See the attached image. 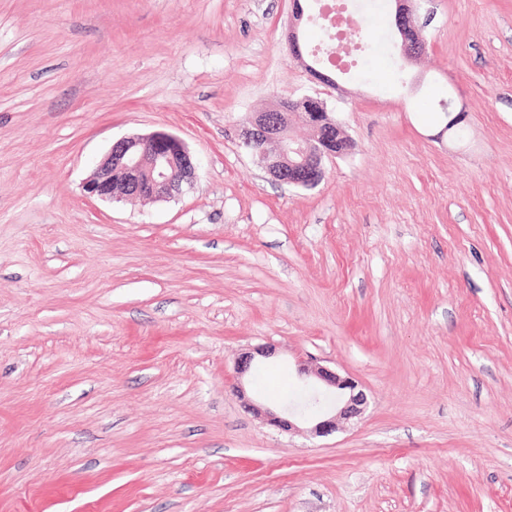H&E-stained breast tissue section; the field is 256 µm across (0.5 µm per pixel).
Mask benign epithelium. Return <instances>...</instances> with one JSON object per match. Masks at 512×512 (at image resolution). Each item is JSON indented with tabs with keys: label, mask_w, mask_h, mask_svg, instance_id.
<instances>
[{
	"label": "benign epithelium",
	"mask_w": 512,
	"mask_h": 512,
	"mask_svg": "<svg viewBox=\"0 0 512 512\" xmlns=\"http://www.w3.org/2000/svg\"><path fill=\"white\" fill-rule=\"evenodd\" d=\"M419 0H395L394 28L400 36V52L411 63L425 50V40L417 22ZM294 11L288 31V47L302 54L300 24L304 9L293 0ZM296 121L310 127L313 136L298 140L290 135ZM241 139L251 150L256 164L275 181L311 189L324 175L323 161L344 154L349 147L343 129L329 117L325 103L318 97L304 95L288 101L272 103L258 112L241 131ZM118 165L125 174V190L113 188L112 167ZM196 179L195 165L187 147L178 137L155 131L147 135L125 137L116 141L108 155L85 183L84 191L94 197L112 199L147 195L156 199H174L184 187H192ZM298 375L317 394L334 397V406L323 416L295 411L288 407L283 416L276 409L248 401L249 409L267 424L284 431L294 428L292 417L300 416L313 423L311 433L326 436L336 430L337 421L359 416L367 405V396L359 383L326 367H310L298 362Z\"/></svg>",
	"instance_id": "1"
}]
</instances>
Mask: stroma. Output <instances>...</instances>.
Wrapping results in <instances>:
<instances>
[{"label": "stroma", "instance_id": "stroma-1", "mask_svg": "<svg viewBox=\"0 0 512 512\" xmlns=\"http://www.w3.org/2000/svg\"><path fill=\"white\" fill-rule=\"evenodd\" d=\"M291 11L0 0V512H512V0H421L408 66L377 0L370 73L334 89ZM304 94L352 144L309 190L240 139ZM154 131L193 189L84 194ZM301 360L358 381L361 419L246 408L301 391Z\"/></svg>", "mask_w": 512, "mask_h": 512}]
</instances>
